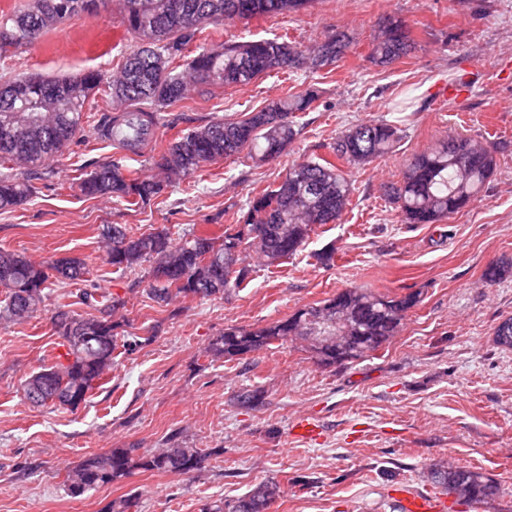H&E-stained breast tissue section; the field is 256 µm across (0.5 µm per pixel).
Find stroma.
<instances>
[{
    "label": "stroma",
    "mask_w": 512,
    "mask_h": 512,
    "mask_svg": "<svg viewBox=\"0 0 512 512\" xmlns=\"http://www.w3.org/2000/svg\"><path fill=\"white\" fill-rule=\"evenodd\" d=\"M391 16L406 21L415 46L377 66L370 43ZM221 30L236 41L285 33L306 48L343 31L352 43L317 72L199 86L169 107L185 130L316 87L304 129L274 163L222 160L130 210L73 187L78 170L118 156L89 129L38 170L30 202L0 209V249L37 262L85 259L96 294L127 301L116 316L121 334L151 339L117 357L104 385L70 412L30 405L22 383L63 354L50 318L61 309L86 312L78 286L52 283L36 317L0 321V512H109L132 493L139 512H203L217 501L233 505L267 481L281 488L268 512H401L404 490L445 498L447 512H512V350L494 341L495 327L512 316V274L483 278L489 264L512 260V75L500 70L502 56H512V0H310L300 12ZM123 34L111 0L106 11L73 17L18 49L8 73L112 75L131 46ZM463 81L467 92L443 93L444 84ZM370 119L401 122L399 147L344 167L352 194L340 221L315 227L303 250L279 266L250 261L247 287L161 306L138 273L108 265L107 225L137 235L164 229L177 243L204 225L227 224L253 189L276 184L317 145ZM456 132L495 150L484 191L440 223H404L381 185L400 181L409 158ZM326 250L334 253L328 266L319 260ZM345 288L415 292L420 302L389 343L342 365H318L294 339L239 360L205 355L224 329L266 326ZM245 388L261 390L262 405L237 403ZM304 417L318 422V438L294 434ZM174 440L216 454L192 479L135 470L78 498L63 485L66 467L90 455L132 446L147 453ZM448 465L484 473L495 492L476 503L445 495L432 474Z\"/></svg>",
    "instance_id": "obj_1"
}]
</instances>
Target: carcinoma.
Segmentation results:
<instances>
[{
  "label": "carcinoma",
  "instance_id": "obj_1",
  "mask_svg": "<svg viewBox=\"0 0 512 512\" xmlns=\"http://www.w3.org/2000/svg\"><path fill=\"white\" fill-rule=\"evenodd\" d=\"M75 0H21L9 13L0 11V65L13 50L31 44L27 29L40 34L79 15L71 8ZM309 0H121L125 33L134 41L107 92L115 112L95 119L85 111L92 94L104 84L102 73L88 70L77 76H37L30 84L17 76L0 85V129L15 125L14 136L0 135V166H41L57 157L85 127L94 126L101 139L122 127L126 138L112 146L127 155L142 156L157 142L162 112L184 98L191 84L239 87L271 72L291 74L308 69L316 72L336 64L351 41L344 32L325 36L312 51L300 49L288 34L252 41L219 40L207 34L211 26L225 22L272 17L306 8ZM181 14L196 16L184 27ZM196 44V53L188 55ZM414 47L407 24L387 20L373 37L368 56L376 65H388ZM316 90L273 100L241 119H216L169 141L153 163L154 174L135 175L131 167L103 163L78 177V187L87 197L111 196L129 207H138L159 196L174 180L186 179L203 166L249 150L259 163L270 162L275 151L284 152L303 129L302 115L318 100ZM400 129L385 121H368L348 129L335 141L321 145L328 155L312 154L295 162L275 187L248 197L243 208L224 225L219 235L191 232L173 243L164 231L127 232L120 224L104 230L108 241L107 263L115 271H134L150 262L149 294L158 303L178 297L202 299L224 294L247 279L242 266V246L255 250L266 265H278L295 256L314 226L340 219L352 192L337 162L364 166L395 151ZM496 166L493 150L456 133L438 147L412 157L398 184L383 185V195L398 204L407 224H436L459 212L478 197ZM34 196L28 173L0 175V209L23 205ZM90 274L84 260L64 257L50 263L36 262L21 253L0 250V288L6 290L0 319L21 321L34 317L51 281L78 283ZM82 303L97 315L88 317L59 310L51 320L66 352L54 364L30 375L24 383L26 400L34 406L47 403L75 410L87 401L103 376L112 369L115 351L131 353L152 337L136 335L118 339L112 321L125 308L118 296L100 299L89 291ZM419 302L418 294L389 297L369 289L346 288L320 304L297 310L285 319L257 329L230 327L212 340L208 353L232 360L288 338L302 339L317 363L333 366L365 357L395 336L408 311ZM350 323L341 348L326 344L320 336L336 335V326ZM494 340L512 349V317L495 330ZM211 453L187 448L175 441L154 453L134 454L132 448H113L86 457L67 472L65 487L77 498L86 492L128 476L134 469L192 476L206 469ZM435 482L450 495L481 500L495 486L481 472L458 467L433 472ZM280 488L273 482L258 485L238 500L230 512H267Z\"/></svg>",
  "mask_w": 512,
  "mask_h": 512
}]
</instances>
